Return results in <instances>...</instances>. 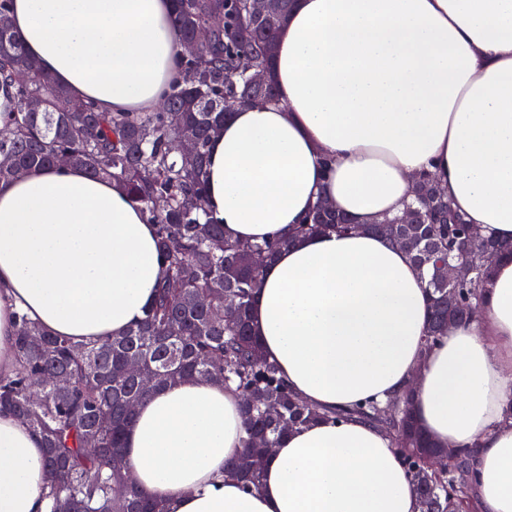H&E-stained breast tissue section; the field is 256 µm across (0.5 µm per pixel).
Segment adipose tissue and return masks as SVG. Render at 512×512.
I'll return each mask as SVG.
<instances>
[{
	"label": "adipose tissue",
	"instance_id": "obj_1",
	"mask_svg": "<svg viewBox=\"0 0 512 512\" xmlns=\"http://www.w3.org/2000/svg\"><path fill=\"white\" fill-rule=\"evenodd\" d=\"M173 0H11L25 54L75 100L150 112L181 81ZM277 103L227 115L206 208L232 241L287 232L325 200L359 226L307 235L260 273L252 331L321 408L412 391L423 431L470 452L482 512H512V251L482 315L426 348L429 297L367 224L402 214L427 174L474 228L512 242V0H294L273 59ZM162 276L153 225L114 181L55 165L0 183V371L16 312L81 342L138 324ZM237 394L194 377L136 409L124 457L169 512H420L391 439L359 421L295 428L245 490ZM39 436L0 411V512H48Z\"/></svg>",
	"mask_w": 512,
	"mask_h": 512
}]
</instances>
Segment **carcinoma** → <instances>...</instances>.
I'll return each mask as SVG.
<instances>
[{"instance_id":"1","label":"carcinoma","mask_w":512,"mask_h":512,"mask_svg":"<svg viewBox=\"0 0 512 512\" xmlns=\"http://www.w3.org/2000/svg\"><path fill=\"white\" fill-rule=\"evenodd\" d=\"M263 21L251 19L246 0H174L173 23L185 42L213 16L224 26L212 30L198 54L184 60L183 83L172 87L166 107L156 112H100L88 104L71 112V94L29 60L9 21L10 0H0V90L11 108L0 130V182L12 181L34 167L57 164L64 155L71 166L96 178L110 179L143 209L156 225L163 276L146 317L121 336L76 343L54 336L19 317L14 338L16 366L0 375V409L41 434L51 512H167L164 502L141 496L122 461L126 431L148 393L120 376L128 359L140 362L154 385L197 377L231 387L247 419L241 453L224 473L250 490L259 486L264 457L290 430L324 418L359 419L393 440L415 483L425 512H472L477 474L471 456L436 445L418 426L412 398L393 400L389 416L375 400L351 407L320 409L303 402L262 356L250 326V310L259 288V271L291 239L238 243L224 238V226L209 220L205 206L207 147L224 118V98L274 102L276 94L251 89L244 75L266 64L259 44L276 40L291 7ZM36 78L15 80L20 69ZM180 139L196 145L193 154L176 148ZM350 219L317 203L297 225L294 236L350 232ZM376 233L400 236L402 248L427 279L430 300L428 348L448 325L465 322L461 309L482 303V288L500 253L486 234L469 238L471 225L445 194H437L427 176L420 177L414 201L404 214L374 222ZM461 265L453 284L442 265ZM214 293L209 307L198 297ZM235 309L224 313V292ZM70 385L57 389L54 378ZM448 457V467L434 470L425 449Z\"/></svg>"}]
</instances>
